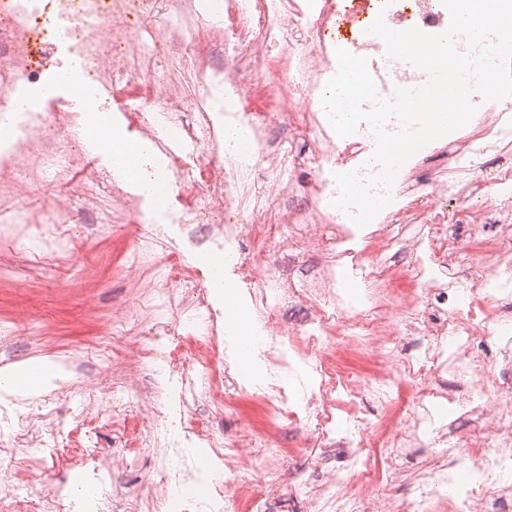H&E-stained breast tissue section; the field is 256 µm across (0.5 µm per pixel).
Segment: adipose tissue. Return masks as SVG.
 <instances>
[{
  "mask_svg": "<svg viewBox=\"0 0 512 512\" xmlns=\"http://www.w3.org/2000/svg\"><path fill=\"white\" fill-rule=\"evenodd\" d=\"M53 80L57 85L77 90L84 104L79 131L87 147L99 156L101 164L126 191L142 199L150 222L167 223V201L173 177L164 158L154 151L150 142L130 139L119 128L103 133L106 119L97 108L96 89L83 78L77 57H70L56 68ZM207 102L213 124L221 130L227 149L238 157L250 158L253 147L250 128L224 121L225 113L236 109L233 90L222 81H212ZM204 262L210 268L209 291L224 300V334L233 345L239 371L244 378L259 381L263 376L258 360L261 338L255 318L235 299V287L224 272L226 257L208 255ZM62 377V371L52 364L33 360L0 369V389L30 397L53 387Z\"/></svg>",
  "mask_w": 512,
  "mask_h": 512,
  "instance_id": "1",
  "label": "adipose tissue"
}]
</instances>
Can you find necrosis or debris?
Masks as SVG:
<instances>
[{
    "mask_svg": "<svg viewBox=\"0 0 512 512\" xmlns=\"http://www.w3.org/2000/svg\"><path fill=\"white\" fill-rule=\"evenodd\" d=\"M185 19L172 28L168 12ZM387 27L440 34L450 13L441 0H226L224 32L207 52L187 49L196 37L194 0H0V97L9 98L19 77L38 85L31 70L34 22L53 41L75 44L95 82H133L145 97L164 89L162 119L179 132L183 151L153 138L143 112H128V130L152 138L178 181L203 178L191 202L172 207L164 224L143 223L126 255L127 286L135 301L116 315L124 337L148 330L151 340L133 355L112 353L111 337L99 344L101 375L73 390L87 394L112 388L113 413L91 415L83 447L55 453L58 468H79L95 483H121L115 458L92 440L98 428L124 438L122 394L135 395L138 429L161 447L157 480L146 492L105 495L92 508L63 488L19 496L20 478L42 480L40 462L0 470V512H168L169 493L196 478L197 467L179 442L160 436L159 387L177 391L175 415L185 440L224 465V480L206 500L183 499L179 512H276L285 496L301 499L302 512H434L451 489L450 512H512V96L499 101L472 94L477 111L469 125L448 138L445 161L422 148L402 167L393 203L367 226L357 227L324 207L330 177L359 168L373 153L368 124L341 138L312 109L337 70L336 48L367 57L381 99L400 88L424 84L428 75L388 57L367 29L376 17ZM135 20L131 30L103 41L98 29ZM222 76L237 97L230 120L247 125L255 150L249 160L230 154L197 93L172 87L169 66ZM276 73L265 82L266 73ZM72 116L33 99L24 119L0 140V252H19L41 266L72 252L73 223H84L85 241L113 224L142 216L140 205L86 172L80 194L85 212L61 194L79 162L65 127ZM307 141L314 178L306 204L295 198L293 175L302 157L292 140ZM494 155L488 170L480 162ZM436 168L432 188L416 181ZM41 172L55 187L52 197L30 204L20 173ZM491 242V255L471 254L465 267L453 260L462 241ZM227 251L230 270L265 338L258 357L264 375L256 395L309 431V449L285 463L268 437L241 425L222 433L202 422L191 404L218 414L240 390L234 351L221 339L220 303L200 283L187 256ZM372 284L358 302L345 298L339 270ZM407 275L406 296L394 284ZM206 326L207 347L224 354V372L187 373L177 353V322L185 311ZM346 337L371 356L378 372L351 377L334 358L336 337ZM416 391L412 405L384 431L374 421L392 409L402 388ZM349 425L337 428L338 410ZM11 423L0 455L38 445L54 426L49 405L27 407L22 416L0 409ZM383 452L384 480L370 472L366 449ZM415 460L414 472L400 466Z\"/></svg>",
    "mask_w": 512,
    "mask_h": 512,
    "instance_id": "necrosis-or-debris-1",
    "label": "necrosis or debris"
}]
</instances>
